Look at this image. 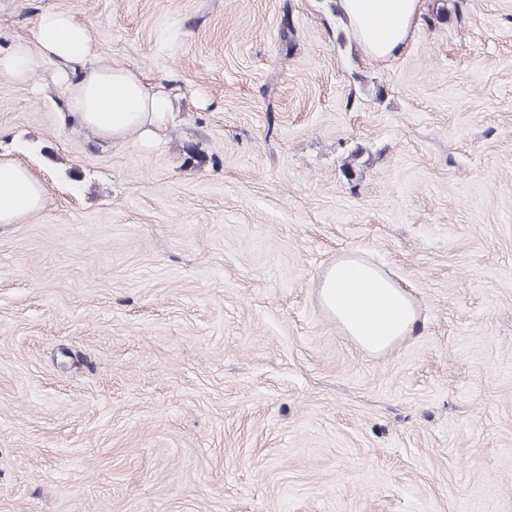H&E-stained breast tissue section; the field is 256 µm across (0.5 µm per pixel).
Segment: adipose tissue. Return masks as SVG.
<instances>
[{
	"mask_svg": "<svg viewBox=\"0 0 512 512\" xmlns=\"http://www.w3.org/2000/svg\"><path fill=\"white\" fill-rule=\"evenodd\" d=\"M338 7L363 52L388 60L411 39L422 0H338ZM96 56L89 24L67 11H46L36 19L34 44L0 53V75L23 81L42 61H52L70 82L66 122L112 142L158 137L170 108L168 92L149 91L127 68L96 65ZM45 200V187L25 166L0 158V224L39 211ZM319 295L345 332L372 351L407 335L417 320L407 293L355 258L342 259L323 274Z\"/></svg>",
	"mask_w": 512,
	"mask_h": 512,
	"instance_id": "obj_1",
	"label": "adipose tissue"
}]
</instances>
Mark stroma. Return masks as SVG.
<instances>
[{
	"mask_svg": "<svg viewBox=\"0 0 512 512\" xmlns=\"http://www.w3.org/2000/svg\"><path fill=\"white\" fill-rule=\"evenodd\" d=\"M445 21H433L437 6ZM169 92L153 142L0 76V512H512V0H424L369 58L336 0H0ZM354 255L415 303L379 355L321 307ZM45 200V187L25 166L0 158V224H14L39 211Z\"/></svg>",
	"mask_w": 512,
	"mask_h": 512,
	"instance_id": "stroma-1",
	"label": "stroma"
}]
</instances>
